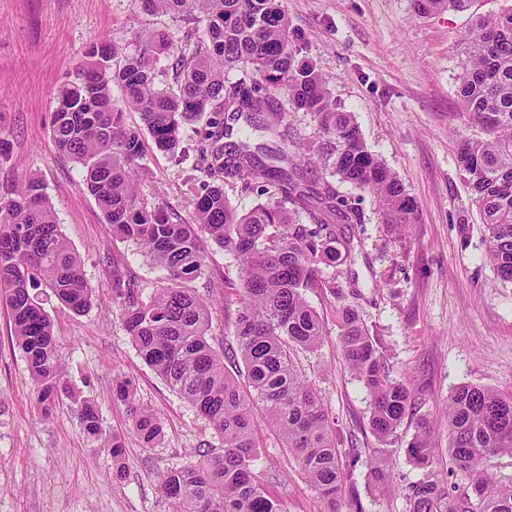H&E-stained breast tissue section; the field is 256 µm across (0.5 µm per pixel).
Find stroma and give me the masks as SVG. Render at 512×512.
I'll return each instance as SVG.
<instances>
[{"label": "stroma", "instance_id": "stroma-1", "mask_svg": "<svg viewBox=\"0 0 512 512\" xmlns=\"http://www.w3.org/2000/svg\"><path fill=\"white\" fill-rule=\"evenodd\" d=\"M297 60L328 79L331 97L352 113L368 149L390 169L416 205L408 231L384 223L379 200L336 182L355 199L359 220L341 225L352 260L323 267L307 300L324 336L298 355L336 421L341 451L360 460L350 481L363 512H410L409 488L425 474L405 448L420 419L442 418L455 387L512 390V284L482 263V223L457 163L466 133L456 97L459 38L475 16L512 0H472L468 10L417 16L413 0H285ZM169 30L192 49L202 24L143 12L136 0H0V198L38 178L93 293L73 313L46 288L38 300L58 342L66 391L43 417L35 384L0 304V512H172L160 489L169 469L194 461L196 450L220 447V436L197 410L144 363L124 329L112 277L121 273L145 293L168 275L115 237L94 197L80 188L82 169L50 136L56 97L93 44L124 47L138 32ZM203 121L182 131L185 154L159 152L145 139L140 194L172 221L193 220L205 178L198 166ZM204 271L193 281L211 305L213 345L232 339L239 309L232 256L204 245ZM357 309L393 381L415 405L394 436L379 441L369 427V398L346 367L339 334L343 305ZM131 380L137 403L151 410L162 436L145 445L130 429L128 407L114 392ZM91 403L104 435L121 436L122 462L88 436L79 416ZM256 471L284 512H319L314 490L293 456L268 428L260 430ZM388 468L374 481L370 461Z\"/></svg>", "mask_w": 512, "mask_h": 512}]
</instances>
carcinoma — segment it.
<instances>
[{"label":"carcinoma","instance_id":"1","mask_svg":"<svg viewBox=\"0 0 512 512\" xmlns=\"http://www.w3.org/2000/svg\"><path fill=\"white\" fill-rule=\"evenodd\" d=\"M469 0H414L429 14ZM148 13L205 22L203 41L187 54L161 30L136 35V49L114 64L119 47L106 40L85 53L86 62L59 91L51 113L55 146L84 169L83 186L94 197L112 234L128 241L167 270L170 285L150 296L136 281L113 275L124 327L147 365L190 402L220 434L223 447L197 452L199 461L163 474L161 489L174 512H283L254 472L257 429L264 423L296 459L315 490L322 512H350L349 471L336 442V423L319 391L296 365L297 350L317 349L320 317L306 300L320 265L351 258L350 241L329 221L350 222L352 201L325 182L301 187L305 170L319 164L341 181L375 195L384 223H412L414 201L396 176L366 147L349 112L336 107L327 79L297 62L284 0H138ZM457 98L474 134L458 150L462 172L484 225L482 259L512 283V9L476 18L461 35ZM174 57L175 86L159 87L160 56ZM240 76L230 81L226 72ZM121 87V106L112 85ZM282 92L296 110L311 113L328 147L293 137L270 95ZM140 115L156 149L174 156L182 127L205 115L199 132V161L207 180L197 195L193 222H172L140 197L135 172L143 154L140 131L125 124V111ZM241 121L236 139L224 113ZM275 142H253L255 133ZM258 186L267 202L239 212L225 184ZM319 204L312 223L297 219ZM207 237L237 262L239 312L231 341L210 342L211 309L189 287L203 270L201 239ZM44 286L76 313L91 301L77 254L57 223L40 180H27L14 196L0 199V302L10 310L17 345L36 383V402L51 412L63 383L53 326L30 289ZM342 357L370 398V429L379 439L393 435L414 405L411 390L389 378L357 311L345 306L340 325ZM239 357L242 378L224 371V358ZM117 395L129 405L132 431L146 445L162 428L136 403L132 384ZM84 430L101 435L93 406L79 410ZM446 476L432 470L411 486V512H512V475L494 472L491 460L512 456V391L462 384L448 396ZM431 425L407 448L409 457L432 466Z\"/></svg>","mask_w":512,"mask_h":512}]
</instances>
